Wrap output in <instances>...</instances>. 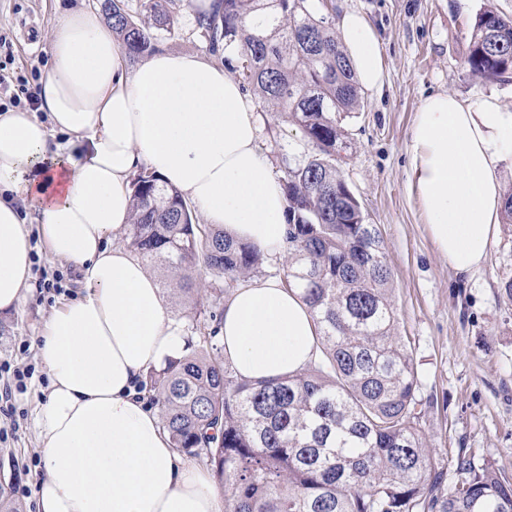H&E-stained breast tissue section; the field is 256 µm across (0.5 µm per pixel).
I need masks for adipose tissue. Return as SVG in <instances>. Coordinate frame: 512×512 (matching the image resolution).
<instances>
[{"instance_id":"adipose-tissue-1","label":"adipose tissue","mask_w":512,"mask_h":512,"mask_svg":"<svg viewBox=\"0 0 512 512\" xmlns=\"http://www.w3.org/2000/svg\"><path fill=\"white\" fill-rule=\"evenodd\" d=\"M359 84L381 90L382 47L369 20L339 21ZM50 61L37 111L0 113V313L32 279L29 198L49 254L72 264L81 292L46 319L36 344L49 393L35 414L44 474L37 512H227L210 471L171 446L139 383L185 351L183 326L155 277L118 240L139 167L177 187L207 223L267 254L282 253L286 202L257 146L253 108L235 73L207 56L164 51L136 67L98 12L65 11L47 30ZM48 113L40 121L39 113ZM512 108L428 96L410 130V185L457 275L483 267L499 233L496 172ZM314 326L298 294L255 278L224 304L219 338L238 375L304 369Z\"/></svg>"}]
</instances>
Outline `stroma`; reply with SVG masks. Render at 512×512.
Returning <instances> with one entry per match:
<instances>
[{"label":"stroma","mask_w":512,"mask_h":512,"mask_svg":"<svg viewBox=\"0 0 512 512\" xmlns=\"http://www.w3.org/2000/svg\"><path fill=\"white\" fill-rule=\"evenodd\" d=\"M96 0H0V65L9 76L41 75L49 61L45 33L59 13L95 7ZM337 11L364 14L383 49L382 91L364 90L343 125L351 146L342 155L346 183L383 242L391 272L395 333L418 373L415 391L425 444L445 473L446 487L466 478L458 457L512 480V223L500 226L481 270L457 276L438 251L421 206L410 191L409 136L414 115L430 95L448 92L468 102L492 96L512 108V81H486L465 66L477 15L486 9L512 16V0H336ZM177 32L160 38L161 51L207 53L195 31L196 12L182 6ZM268 159L297 151L300 133L253 102ZM281 137L271 141L269 125ZM36 264L60 289L34 284L14 310L0 313V396L11 393L13 413L0 411V495L19 512H36L34 491L43 474L34 425L48 375L35 339L47 316L80 288V276L32 238ZM31 367L23 390L15 368Z\"/></svg>","instance_id":"obj_1"}]
</instances>
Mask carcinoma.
Listing matches in <instances>:
<instances>
[{"label":"carcinoma","instance_id":"cac0c4a2","mask_svg":"<svg viewBox=\"0 0 512 512\" xmlns=\"http://www.w3.org/2000/svg\"><path fill=\"white\" fill-rule=\"evenodd\" d=\"M325 0H212L197 16L209 50L234 48V67L263 107L302 135L281 155L287 201L281 282L298 293L315 329L314 357L301 372L264 382L239 377L215 343L213 301L261 272L267 254L195 222L178 190L140 171L132 183L126 247L196 292L200 336L139 384L158 407L172 448L196 458L224 490L227 512H512V482L475 470L447 493L425 449L415 412L417 374L395 335L390 271L373 224L348 191L339 164L350 148L342 121L359 107V87ZM128 57L174 31L182 0H97ZM488 80L512 79V17L481 12L465 60ZM222 288L196 282L201 272Z\"/></svg>","mask_w":512,"mask_h":512}]
</instances>
